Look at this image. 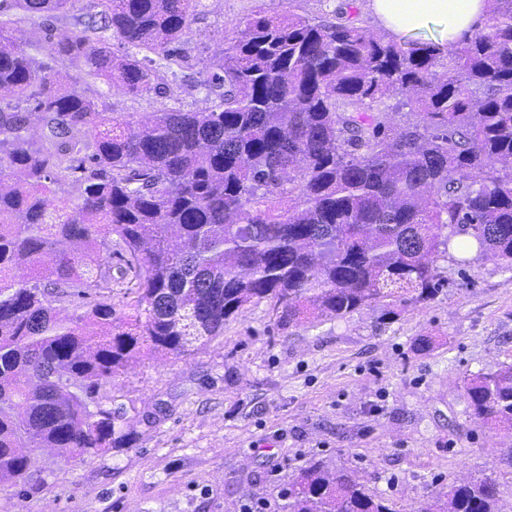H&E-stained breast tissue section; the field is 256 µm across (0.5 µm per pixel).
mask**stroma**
<instances>
[{"instance_id": "35a3bbf8", "label": "stroma", "mask_w": 512, "mask_h": 512, "mask_svg": "<svg viewBox=\"0 0 512 512\" xmlns=\"http://www.w3.org/2000/svg\"><path fill=\"white\" fill-rule=\"evenodd\" d=\"M337 0H201L183 38L196 60L185 109L208 107L203 66L257 9L331 16ZM433 300L385 319L375 307L278 327L247 305L191 355H145L94 389L122 408L125 447L78 460L29 448L25 479L0 482V512H244L312 460L354 471L371 494L417 512L453 482L497 477L512 512V430L476 423L464 382L512 363V268L484 256Z\"/></svg>"}]
</instances>
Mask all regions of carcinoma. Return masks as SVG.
Listing matches in <instances>:
<instances>
[{"label":"carcinoma","mask_w":512,"mask_h":512,"mask_svg":"<svg viewBox=\"0 0 512 512\" xmlns=\"http://www.w3.org/2000/svg\"><path fill=\"white\" fill-rule=\"evenodd\" d=\"M73 2L0 0V480L26 473L23 448L83 460L124 443L121 411L90 409L98 381L144 354H190L248 304L267 302L281 327L394 315L442 292L454 235L512 262V0H487L484 27L446 47L388 39L355 0L334 22L259 9L206 64L213 106L144 122L65 86L62 69L134 98L176 95L199 0H92V38L47 26L26 48L15 35ZM395 94L408 108L397 124L383 104ZM114 244L137 279L129 312L59 308L99 287ZM465 392L477 421L512 429V364ZM285 495L287 512H397L323 461ZM497 502L483 477L420 512Z\"/></svg>","instance_id":"obj_1"}]
</instances>
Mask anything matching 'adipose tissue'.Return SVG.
<instances>
[{
    "mask_svg": "<svg viewBox=\"0 0 512 512\" xmlns=\"http://www.w3.org/2000/svg\"><path fill=\"white\" fill-rule=\"evenodd\" d=\"M367 9L378 29L397 42L415 38L436 27L438 43L455 42L482 27L486 0H367Z\"/></svg>",
    "mask_w": 512,
    "mask_h": 512,
    "instance_id": "adipose-tissue-1",
    "label": "adipose tissue"
}]
</instances>
